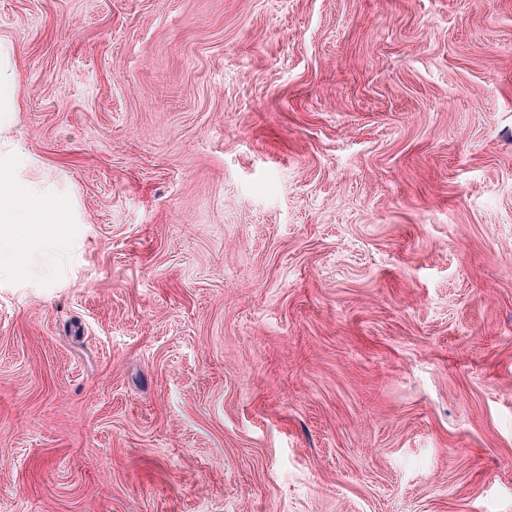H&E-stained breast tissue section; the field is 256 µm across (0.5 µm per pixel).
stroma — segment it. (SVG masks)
Returning <instances> with one entry per match:
<instances>
[{"label": "stroma", "mask_w": 512, "mask_h": 512, "mask_svg": "<svg viewBox=\"0 0 512 512\" xmlns=\"http://www.w3.org/2000/svg\"><path fill=\"white\" fill-rule=\"evenodd\" d=\"M84 221L0 278V512H512V0H0Z\"/></svg>", "instance_id": "stroma-1"}]
</instances>
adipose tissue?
Returning a JSON list of instances; mask_svg holds the SVG:
<instances>
[{"mask_svg": "<svg viewBox=\"0 0 512 512\" xmlns=\"http://www.w3.org/2000/svg\"><path fill=\"white\" fill-rule=\"evenodd\" d=\"M18 112L14 45L0 35V274L23 266L34 275L61 258L51 225L77 224L81 218L60 180L14 136ZM19 239L41 241V252H18Z\"/></svg>", "mask_w": 512, "mask_h": 512, "instance_id": "obj_1", "label": "adipose tissue"}]
</instances>
